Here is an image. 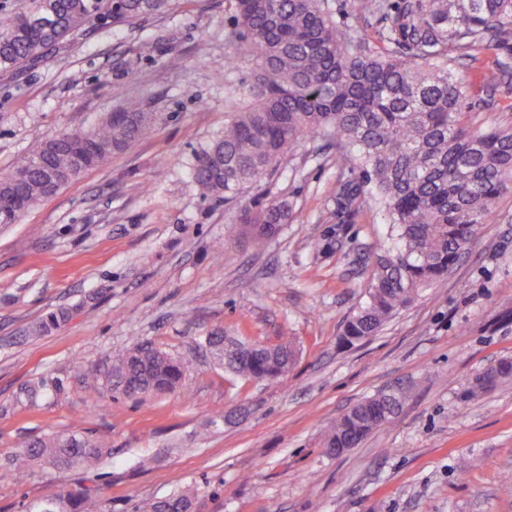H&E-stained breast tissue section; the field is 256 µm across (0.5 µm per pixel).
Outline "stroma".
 Here are the masks:
<instances>
[{
    "instance_id": "1",
    "label": "stroma",
    "mask_w": 512,
    "mask_h": 512,
    "mask_svg": "<svg viewBox=\"0 0 512 512\" xmlns=\"http://www.w3.org/2000/svg\"><path fill=\"white\" fill-rule=\"evenodd\" d=\"M329 0L341 27L382 49L385 22ZM233 0H171L121 26L87 27L35 65L0 70V173L33 142L98 126L137 100L152 130L102 167L0 227V512L85 489L103 512H143L190 490L196 512H512V380L473 393L512 359V186L468 255L379 333L339 338L367 297L385 224L373 200L338 213L328 140L292 150L239 197L201 196L196 155L244 106L253 62ZM468 122L512 124V31L454 50ZM499 70L481 85L482 68ZM287 202L263 250L244 211ZM73 312L42 336L49 312ZM295 342L277 381L225 372L205 336ZM149 344L186 363L180 389L134 401L113 392V355ZM404 392L393 423L327 454V429L384 389ZM105 445L94 469L15 461L44 435Z\"/></svg>"
}]
</instances>
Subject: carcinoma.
<instances>
[{
	"label": "carcinoma",
	"instance_id": "cac0c4a2",
	"mask_svg": "<svg viewBox=\"0 0 512 512\" xmlns=\"http://www.w3.org/2000/svg\"><path fill=\"white\" fill-rule=\"evenodd\" d=\"M242 40L254 58L248 102L224 124V135L199 153L194 182L207 195L236 198L274 170L291 149L324 131L336 135V168L360 170L358 183L339 185L336 199L352 210L369 194L378 201L386 237L379 245L366 301L347 322L344 340L374 336L423 289L448 276L468 252L480 225L494 213L497 199L512 183V126L473 131L463 120L469 108L465 86L454 78L448 44L481 40L512 28V0H356L358 14L389 22L385 40L396 46L372 50L333 19L328 0H234ZM170 0H24L0 23V68L16 70L41 58L49 42L60 44L74 31L129 23L164 10ZM137 123L105 119L88 133L91 155L81 147L83 132H67L55 149L37 143L0 183L23 175V206L0 209V224H14L46 198V167L76 180L104 165L148 128L140 106L123 108ZM286 202H271L244 214L242 234L261 249L288 223ZM69 319L68 310L50 313L32 328L43 335ZM247 356L238 350L225 367L251 379L272 377L292 359L291 341ZM135 345L117 356L116 387L148 372L147 394L175 388L182 362L154 349L142 360ZM491 384L512 379V360L488 367ZM401 406L397 393L380 392L348 408L329 430L324 445L357 447L389 424ZM104 448L78 433H58L33 442L25 458L92 469ZM101 512L91 491L38 500L28 512ZM193 502L187 492L151 502L147 512H181Z\"/></svg>",
	"mask_w": 512,
	"mask_h": 512
}]
</instances>
